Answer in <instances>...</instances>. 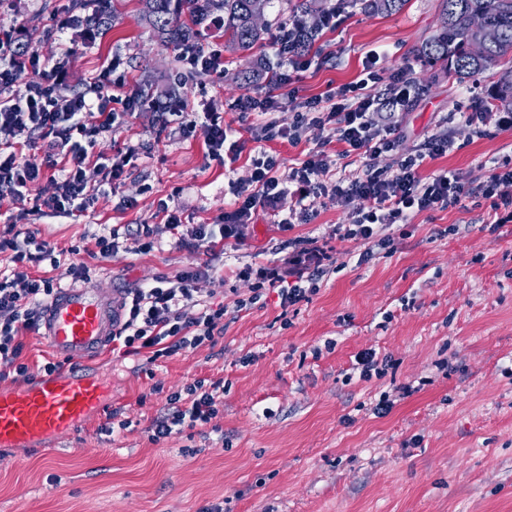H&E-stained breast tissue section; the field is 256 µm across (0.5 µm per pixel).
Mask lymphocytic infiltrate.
<instances>
[{
	"mask_svg": "<svg viewBox=\"0 0 512 512\" xmlns=\"http://www.w3.org/2000/svg\"><path fill=\"white\" fill-rule=\"evenodd\" d=\"M74 54L62 44L58 55L43 59L22 50L12 34L0 35V188H8L13 200L71 214L87 209L100 194L118 193L128 170L139 157L137 146L126 143L112 155L96 153L98 139L128 123L142 100L138 89L129 87L125 76L116 72L115 61L92 74L85 90L69 93L65 76ZM377 54L367 55L363 76L356 82L330 92L325 99L307 98L292 123L277 117L283 99H296L297 90H285L286 74H279L264 97L240 96L236 107L242 114L258 113L265 118L255 131V142L280 137L297 141L299 132L316 128L326 132L341 147L342 156L364 161L361 174L327 184L332 166L323 151L309 152L298 167L280 176L276 158L261 154L253 161L249 179L236 191L232 212L217 224H186L167 202L159 210L164 228L179 247L211 252L228 239H240L245 224L251 223L259 207L289 196L295 205L281 220L282 226L307 223L310 197L332 194L349 207L353 221L340 225V238L363 242L361 261H369L375 250H391L393 241L385 229L405 223L411 215L449 206L468 197L469 192L454 174L441 171L422 178L419 167L424 158L445 155L452 142L445 135L432 137L425 153L405 156L391 177H383L372 161L398 149L400 138L393 127L372 123L371 112L382 107L400 108L411 97V89L398 75L389 77V93L379 99L367 92L378 83ZM176 117L184 136L203 135L210 160H236L242 148L228 143L224 118L213 107L196 109L187 101L173 99L167 106ZM42 152L41 162L26 158L27 152ZM96 170L97 181H89L88 170ZM51 182V194H42V182ZM482 195L490 199L492 226L512 223V161L495 167ZM95 254L106 258L119 250L147 253L155 247V229L150 224L117 229L101 225L93 235ZM9 254L12 265L0 269V380L26 376L21 362L22 334L40 329L43 309L59 285L49 269L59 268L53 247L35 232L18 236L12 230L0 233V254ZM331 255L318 238L296 240L289 269L261 266L240 272L248 281L249 303H256L265 290L276 289L282 309L310 300L328 271ZM212 268L203 262L174 277L160 276L148 287L128 288L121 297L122 318L112 333V347L123 355L145 354L147 363L170 358L180 351L212 345L215 330L224 317V306L197 298L194 285L209 277ZM223 381L196 379L165 397V405L147 429L148 439L157 443L187 430L208 425L223 405Z\"/></svg>",
	"mask_w": 512,
	"mask_h": 512,
	"instance_id": "obj_1",
	"label": "lymphocytic infiltrate"
}]
</instances>
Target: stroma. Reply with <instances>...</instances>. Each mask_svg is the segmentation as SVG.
I'll return each instance as SVG.
<instances>
[{
  "instance_id": "1",
  "label": "stroma",
  "mask_w": 512,
  "mask_h": 512,
  "mask_svg": "<svg viewBox=\"0 0 512 512\" xmlns=\"http://www.w3.org/2000/svg\"><path fill=\"white\" fill-rule=\"evenodd\" d=\"M68 2L12 0L0 12V30L15 31L44 58L56 56L60 42L72 43L70 91L83 90L110 59L136 88L165 89L176 52L142 20L137 0H126L105 29L62 35L54 19ZM287 16L284 0L265 8L262 39L244 53L226 42L223 25L202 31V43L222 50L224 66L188 77L181 97L223 112L229 141L245 145L231 166L206 159L202 136L184 137L145 106L98 142L106 155L116 142L139 147L118 196L98 195L75 219L24 215L10 194H0V228L37 231L65 253L66 266L55 272L62 285L71 283V263L89 266L91 287L119 291L208 261L214 271L197 291L226 308L213 346L159 360L152 375L138 369L144 355L103 349L89 369L110 382L112 408L129 428L109 435L101 429L105 416L94 415L50 446L0 448V512H200L222 500L229 512H512V223L488 231L489 203L478 195L496 164L512 159V128L490 118L478 131L466 120L491 90V74L461 83L420 58L444 21L442 0H407L391 15L358 7L340 13L335 26L323 28L298 85L302 96H323L358 80L366 54L378 51L383 80L371 94H384L385 78L397 73L415 97L394 114L372 113L401 136L398 150L376 159L377 169L394 175L402 158L445 134L452 150L426 160L420 173L451 171L470 198L390 226L391 251L363 264L364 244L336 233L352 214L332 196L314 200L309 223L288 228L259 211L241 241H226L212 257L172 244L162 230V199L173 200L192 224L215 223L233 209L235 190L252 169L260 123L255 115L240 117L233 103L266 90V81H242L252 58L279 70L274 38ZM265 147L283 177L313 150L335 156L337 176L362 168L313 128L298 143L275 139ZM122 197L131 208H118ZM101 224H152L160 243L148 253L122 249L94 258L86 238ZM303 237L319 238L334 259L311 300L286 313L270 290L237 308L249 295L239 270L287 266L293 241ZM368 349L385 368L363 379L353 364ZM196 378L224 382L214 426L151 443L147 429L165 393ZM155 384L162 394L151 393ZM385 397L393 407L376 415Z\"/></svg>"
}]
</instances>
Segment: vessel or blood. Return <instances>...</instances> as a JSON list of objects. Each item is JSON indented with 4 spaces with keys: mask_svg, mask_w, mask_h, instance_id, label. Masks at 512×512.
<instances>
[{
    "mask_svg": "<svg viewBox=\"0 0 512 512\" xmlns=\"http://www.w3.org/2000/svg\"><path fill=\"white\" fill-rule=\"evenodd\" d=\"M122 315L120 299L93 288L59 290L42 320V335L64 363L53 375L0 390V447L41 448L88 417L109 411L104 381L76 364L99 353Z\"/></svg>",
    "mask_w": 512,
    "mask_h": 512,
    "instance_id": "1",
    "label": "vessel or blood"
}]
</instances>
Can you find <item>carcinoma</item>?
Wrapping results in <instances>:
<instances>
[{
	"label": "carcinoma",
	"instance_id": "cac0c4a2",
	"mask_svg": "<svg viewBox=\"0 0 512 512\" xmlns=\"http://www.w3.org/2000/svg\"><path fill=\"white\" fill-rule=\"evenodd\" d=\"M92 3V24L104 26L120 13L123 0H88ZM140 12L150 27L175 49L199 44V27L215 13H224V36L228 43L247 51L261 39L253 23L254 7L269 0H139ZM291 13L285 49L309 50L323 28L324 18L340 9L327 0H285ZM371 14L389 15L402 9L406 0H359ZM482 0H444V22L438 32L421 46L420 57L431 65L441 64L448 77L460 82L498 66L494 91L480 102L484 112L512 111V0H503L502 9L487 21L488 35L479 45L467 37L470 17Z\"/></svg>",
	"mask_w": 512,
	"mask_h": 512
}]
</instances>
